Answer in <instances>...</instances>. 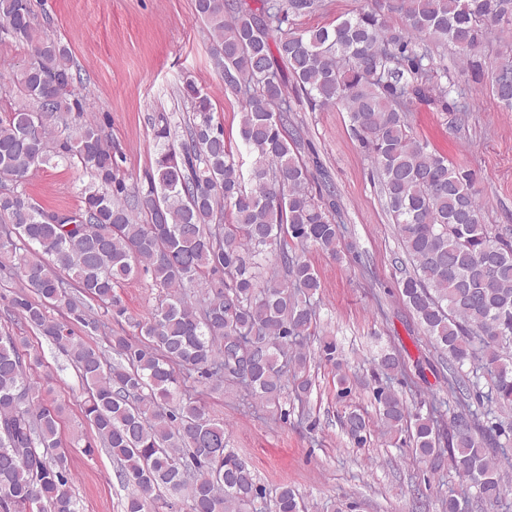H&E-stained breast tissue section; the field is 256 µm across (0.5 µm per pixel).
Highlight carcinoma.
I'll return each mask as SVG.
<instances>
[{"instance_id":"carcinoma-1","label":"carcinoma","mask_w":512,"mask_h":512,"mask_svg":"<svg viewBox=\"0 0 512 512\" xmlns=\"http://www.w3.org/2000/svg\"><path fill=\"white\" fill-rule=\"evenodd\" d=\"M259 2L195 0L213 66L241 103L243 152L226 140L209 94L187 79L178 90L189 109L186 138L159 116L151 170L129 184L117 176L108 118L88 116L75 92L71 49L41 30L30 0H0V42L29 57L16 76L23 101L0 118V180L11 182L0 190V269L24 288L10 311L68 357L86 386L82 415L94 431L86 452L98 444L120 464V482L132 488L124 512H151L160 490L187 493L190 512H248L263 502L224 423L179 391L190 379H232L269 403L290 378L299 400L312 388L304 340L317 327L321 281L292 245L335 256L340 225L330 218L335 201L309 188L301 136L289 130L284 65L312 102L348 114L412 268L400 281L403 301L447 354L457 400L448 447H440L437 408L412 414L384 387L376 391L381 425L410 429L431 472L448 456L477 498L496 502L512 486V449L500 441L512 425L479 422L470 400L512 407V237L484 223L473 174L413 135L406 105L419 97L465 108L448 66L435 61V49L451 46L465 67L488 69L493 95L512 108V87L500 84L512 74V41L489 65L483 55L489 30L512 26V0H382L331 28L300 30L282 25L315 12L318 0ZM392 14L401 24L388 21ZM58 161L91 174L74 210H46L27 192L31 177ZM264 260L271 274L261 280L255 268ZM142 274L165 297L129 322L135 334L108 337L110 360L76 327L98 332L124 316L117 289ZM54 307L67 321L51 317ZM41 365L27 337L0 334V512H80L61 450L62 409L49 385L28 376ZM347 425L364 441L362 414L350 412ZM442 507L468 512L470 502L450 492ZM272 512L305 508L285 485Z\"/></svg>"}]
</instances>
